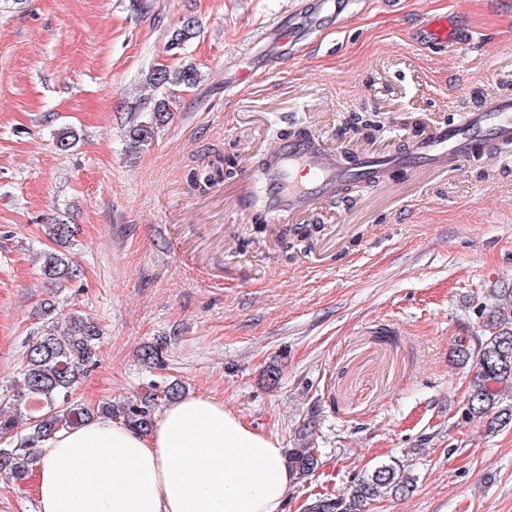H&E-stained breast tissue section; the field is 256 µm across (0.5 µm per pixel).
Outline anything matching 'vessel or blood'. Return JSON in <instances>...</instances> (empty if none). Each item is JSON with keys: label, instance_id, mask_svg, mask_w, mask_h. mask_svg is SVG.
I'll use <instances>...</instances> for the list:
<instances>
[{"label": "vessel or blood", "instance_id": "obj_1", "mask_svg": "<svg viewBox=\"0 0 512 512\" xmlns=\"http://www.w3.org/2000/svg\"><path fill=\"white\" fill-rule=\"evenodd\" d=\"M302 8L316 24L329 13L340 23L350 17L348 0H303ZM304 36V30L291 19L270 29L266 47L275 58L288 60L293 44ZM414 37L426 46H446L459 40L453 16L445 13L424 17ZM508 144L512 145V97L495 95L467 111L460 122L434 125L427 134L410 140L407 150L400 153L359 152L348 162L322 138L286 139L268 155L263 167L242 169L240 179L268 200V222L280 224L312 215L347 182L380 186L397 168L438 173L450 165L466 167L491 157L494 146Z\"/></svg>", "mask_w": 512, "mask_h": 512}]
</instances>
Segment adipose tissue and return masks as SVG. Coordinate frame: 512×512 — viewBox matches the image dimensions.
<instances>
[{"instance_id":"adipose-tissue-1","label":"adipose tissue","mask_w":512,"mask_h":512,"mask_svg":"<svg viewBox=\"0 0 512 512\" xmlns=\"http://www.w3.org/2000/svg\"><path fill=\"white\" fill-rule=\"evenodd\" d=\"M295 481L272 435L192 395L149 432L98 418L41 448L38 512H283Z\"/></svg>"}]
</instances>
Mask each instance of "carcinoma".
I'll use <instances>...</instances> for the list:
<instances>
[{"label": "carcinoma", "instance_id": "1", "mask_svg": "<svg viewBox=\"0 0 512 512\" xmlns=\"http://www.w3.org/2000/svg\"><path fill=\"white\" fill-rule=\"evenodd\" d=\"M198 34L197 22L187 18L172 32L170 44L177 48ZM200 79L199 70L186 65L177 70L155 68L148 73L146 83L164 92L172 86L191 88ZM171 120L169 101L157 100L149 117L128 131L129 151L135 153L149 145ZM223 172L218 166L212 172L195 173L190 178V187L206 188L213 184L214 175ZM49 234L66 245L75 238L77 228L61 220L49 227ZM39 271L58 289L70 286L81 275L71 258L55 250L42 254ZM482 296L491 301L481 305V313L487 315L482 336L477 338L474 348L465 339L457 340L454 353L459 364L472 370L464 416L495 433L512 427V402L504 401L505 396L512 397V288H484ZM40 318L42 335L28 345L21 380L11 398L18 412L29 401L38 404V410L27 417L28 442L36 445L60 430L95 417L120 419L133 429L147 432L153 425L156 409L181 396V385L171 383L134 400L104 402L95 408L72 402V392L97 362L100 328L53 304L41 309ZM33 463L34 457L20 447H0V475L22 480ZM289 464L300 477L310 475L318 466L315 449H292ZM411 484L412 478L403 466L382 464L356 479L348 493L313 499L306 505V512H366L367 505L388 494L407 491Z\"/></svg>", "mask_w": 512, "mask_h": 512}]
</instances>
